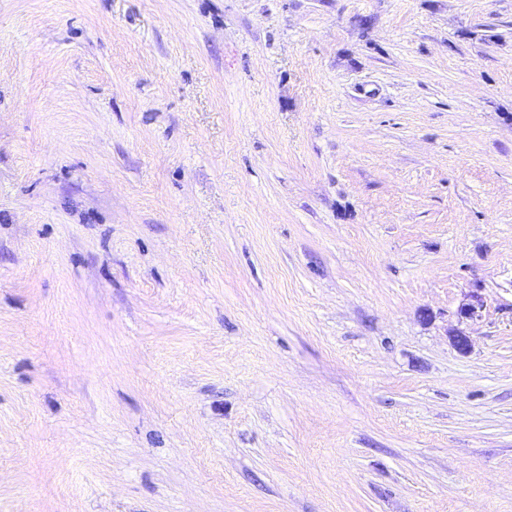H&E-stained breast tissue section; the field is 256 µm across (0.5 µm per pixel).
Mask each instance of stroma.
Returning a JSON list of instances; mask_svg holds the SVG:
<instances>
[{"mask_svg": "<svg viewBox=\"0 0 512 512\" xmlns=\"http://www.w3.org/2000/svg\"><path fill=\"white\" fill-rule=\"evenodd\" d=\"M0 512H512V0H0Z\"/></svg>", "mask_w": 512, "mask_h": 512, "instance_id": "35a3bbf8", "label": "stroma"}]
</instances>
